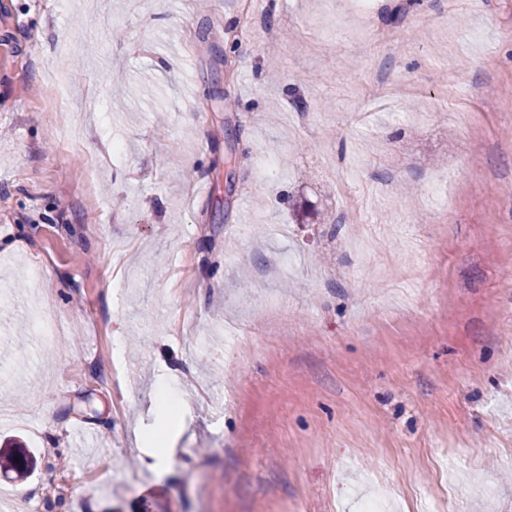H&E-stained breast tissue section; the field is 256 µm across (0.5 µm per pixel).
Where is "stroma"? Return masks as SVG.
I'll return each mask as SVG.
<instances>
[{"instance_id":"1","label":"stroma","mask_w":512,"mask_h":512,"mask_svg":"<svg viewBox=\"0 0 512 512\" xmlns=\"http://www.w3.org/2000/svg\"><path fill=\"white\" fill-rule=\"evenodd\" d=\"M244 7L0 0V444L36 457L0 487L512 512V0H260L235 41Z\"/></svg>"}]
</instances>
